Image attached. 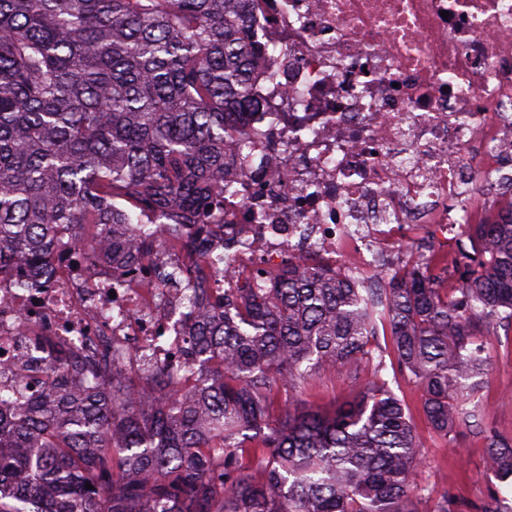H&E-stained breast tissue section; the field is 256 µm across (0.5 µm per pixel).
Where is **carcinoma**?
Segmentation results:
<instances>
[{
    "label": "carcinoma",
    "instance_id": "obj_1",
    "mask_svg": "<svg viewBox=\"0 0 512 512\" xmlns=\"http://www.w3.org/2000/svg\"><path fill=\"white\" fill-rule=\"evenodd\" d=\"M0 0V274L36 288L56 241L97 235L82 258L122 268L139 249L205 240L224 224V138L247 142L256 51L247 0ZM154 213L155 235L125 224ZM456 281L418 256L386 287L288 265L269 287L196 294L181 388L115 387L121 363L52 370L41 396L0 424V512H418L432 498L423 447L387 380L332 412L302 407L300 385L329 371L378 374L386 326L395 372L424 391L441 437L480 425L494 322L512 327V207L460 225ZM498 485L479 512H509L512 441L486 436ZM92 488H86V484Z\"/></svg>",
    "mask_w": 512,
    "mask_h": 512
}]
</instances>
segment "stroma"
Masks as SVG:
<instances>
[{"instance_id": "35a3bbf8", "label": "stroma", "mask_w": 512, "mask_h": 512, "mask_svg": "<svg viewBox=\"0 0 512 512\" xmlns=\"http://www.w3.org/2000/svg\"><path fill=\"white\" fill-rule=\"evenodd\" d=\"M490 339L494 346L488 367L489 382L480 392L481 428H460L453 441L437 436L420 415L423 393L406 381H394V391L416 412L415 423L425 456L430 462L423 469L420 481L434 490H448L460 501V512H472L473 503L479 502L494 477L484 473L482 458L485 437L495 434L512 439V333L494 326ZM354 382L323 373L310 380L303 388L301 398L308 406L322 410L351 399Z\"/></svg>"}]
</instances>
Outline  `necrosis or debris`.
<instances>
[{
    "instance_id": "obj_1",
    "label": "necrosis or debris",
    "mask_w": 512,
    "mask_h": 512,
    "mask_svg": "<svg viewBox=\"0 0 512 512\" xmlns=\"http://www.w3.org/2000/svg\"><path fill=\"white\" fill-rule=\"evenodd\" d=\"M257 138L227 145L224 245L196 261L154 248L137 276L74 264L70 240L39 287L0 275V385L15 403L46 371L106 355L183 376L186 292L158 267H200L210 293L288 261L374 279L419 225L485 224L512 195V0H249Z\"/></svg>"
}]
</instances>
